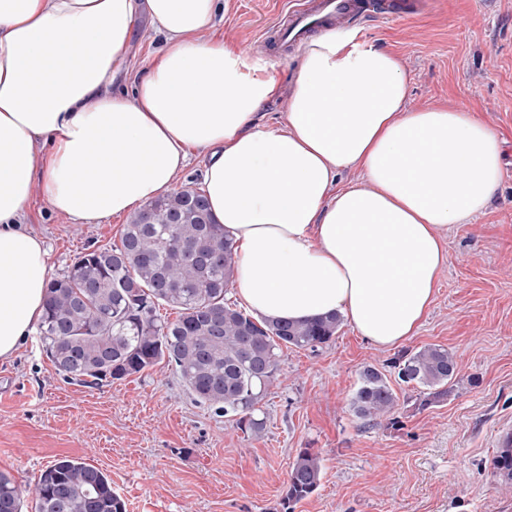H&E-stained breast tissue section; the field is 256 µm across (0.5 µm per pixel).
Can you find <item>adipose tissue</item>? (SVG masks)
Returning a JSON list of instances; mask_svg holds the SVG:
<instances>
[{"label": "adipose tissue", "instance_id": "obj_1", "mask_svg": "<svg viewBox=\"0 0 512 512\" xmlns=\"http://www.w3.org/2000/svg\"><path fill=\"white\" fill-rule=\"evenodd\" d=\"M223 0H0V358L40 319L48 251L33 191L78 224L170 192L190 151L235 248L241 300L265 318L346 317L372 346L415 336L446 262L445 230L482 214L503 140L464 108L415 110L393 54L355 36L303 50L282 128L256 121L279 82L223 37L198 40ZM162 46L132 92L135 18ZM347 170L363 181L340 182Z\"/></svg>", "mask_w": 512, "mask_h": 512}]
</instances>
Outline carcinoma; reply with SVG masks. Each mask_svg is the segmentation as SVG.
Segmentation results:
<instances>
[{"label":"carcinoma","instance_id":"cac0c4a2","mask_svg":"<svg viewBox=\"0 0 512 512\" xmlns=\"http://www.w3.org/2000/svg\"><path fill=\"white\" fill-rule=\"evenodd\" d=\"M235 276L224 226L200 193L184 188L136 213L119 243L80 253L49 281L38 335L58 373L72 383L98 386L166 362L195 402L258 436L265 419L256 412L280 372L281 348L315 351L333 339L341 319L256 318L226 298ZM162 305L176 310L174 320L157 314ZM456 372L453 354L430 345L407 358L398 377L425 389V407L448 397ZM396 406L386 376L364 368L351 400L354 415L376 424ZM494 464L511 481L512 447L499 449ZM322 478L319 455L299 451L283 508L313 494ZM0 512H23L18 487L3 473ZM35 512H125V503L100 469L63 457L40 474Z\"/></svg>","mask_w":512,"mask_h":512}]
</instances>
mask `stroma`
<instances>
[{"label":"stroma","mask_w":512,"mask_h":512,"mask_svg":"<svg viewBox=\"0 0 512 512\" xmlns=\"http://www.w3.org/2000/svg\"><path fill=\"white\" fill-rule=\"evenodd\" d=\"M291 2L224 0L223 20L198 37L222 32L288 85L301 49L282 56L263 40ZM356 34L401 60L409 108H468L505 141L502 180L484 214L445 235L439 290L417 335L381 350L345 320L318 351L282 349V372L262 402L266 428L253 436L196 404L174 367L80 386L30 334L0 359V473L19 486L26 512L41 471L65 456L101 469L126 512H283L291 465L305 448L319 454L323 479L292 512H512V484L494 466L498 435L512 429V0H425L417 13ZM161 42L138 15L115 87L132 89ZM128 221L77 224L37 192L28 209L54 277L84 249L118 242ZM431 344L448 348L458 369L447 399L424 407L420 388L398 379V362ZM368 365L397 396L394 414L375 425L351 410Z\"/></svg>","instance_id":"stroma-1"}]
</instances>
